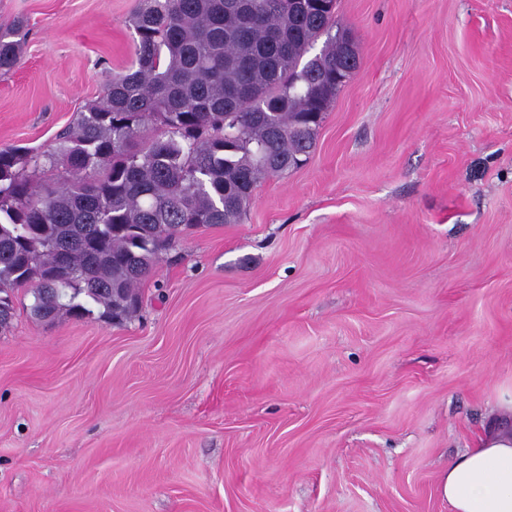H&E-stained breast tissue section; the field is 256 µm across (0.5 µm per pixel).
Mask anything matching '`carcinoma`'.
<instances>
[{"label": "carcinoma", "instance_id": "obj_1", "mask_svg": "<svg viewBox=\"0 0 512 512\" xmlns=\"http://www.w3.org/2000/svg\"><path fill=\"white\" fill-rule=\"evenodd\" d=\"M130 22V65L55 147L0 149L1 330L21 291L39 320L131 318L178 240L239 223L261 180L309 156L358 63L336 0H140ZM25 35L0 28V73Z\"/></svg>", "mask_w": 512, "mask_h": 512}]
</instances>
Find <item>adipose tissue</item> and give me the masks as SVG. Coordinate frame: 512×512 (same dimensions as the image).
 I'll use <instances>...</instances> for the list:
<instances>
[{
  "instance_id": "obj_1",
  "label": "adipose tissue",
  "mask_w": 512,
  "mask_h": 512,
  "mask_svg": "<svg viewBox=\"0 0 512 512\" xmlns=\"http://www.w3.org/2000/svg\"><path fill=\"white\" fill-rule=\"evenodd\" d=\"M448 512H512V429L493 425L438 480Z\"/></svg>"
}]
</instances>
